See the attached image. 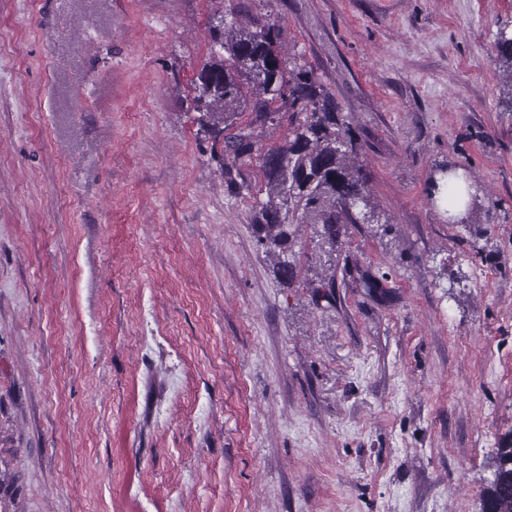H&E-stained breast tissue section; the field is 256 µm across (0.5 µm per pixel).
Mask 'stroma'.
Here are the masks:
<instances>
[{
	"label": "stroma",
	"instance_id": "obj_1",
	"mask_svg": "<svg viewBox=\"0 0 512 512\" xmlns=\"http://www.w3.org/2000/svg\"><path fill=\"white\" fill-rule=\"evenodd\" d=\"M238 9L376 206L300 225L287 286L260 160L223 177L196 135ZM502 31L512 0H0V512H480L512 442Z\"/></svg>",
	"mask_w": 512,
	"mask_h": 512
}]
</instances>
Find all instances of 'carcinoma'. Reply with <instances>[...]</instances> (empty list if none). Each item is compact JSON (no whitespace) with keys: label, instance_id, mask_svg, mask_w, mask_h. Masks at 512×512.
<instances>
[{"label":"carcinoma","instance_id":"obj_1","mask_svg":"<svg viewBox=\"0 0 512 512\" xmlns=\"http://www.w3.org/2000/svg\"><path fill=\"white\" fill-rule=\"evenodd\" d=\"M210 33V57L193 80V102L199 112L197 134L224 143L223 156L217 157L221 174L230 175L225 158L249 159L253 153L252 133L238 122L246 108H251L254 123L269 119L277 101L304 115L284 144L266 151L278 165L262 162L269 192L267 201L257 205L254 224L259 241L279 250L273 273L286 283L296 270L286 256L295 226L311 222L330 230L342 218L351 224L369 223L371 194L349 157L354 152L351 135L336 102L308 72L287 74L279 29L221 16ZM485 498L490 512H512V468L499 471Z\"/></svg>","mask_w":512,"mask_h":512}]
</instances>
